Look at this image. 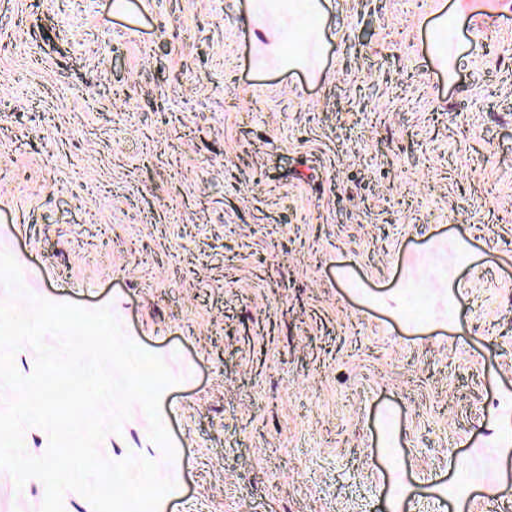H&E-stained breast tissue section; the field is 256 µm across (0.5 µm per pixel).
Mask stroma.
I'll return each mask as SVG.
<instances>
[{"instance_id":"35a3bbf8","label":"stroma","mask_w":512,"mask_h":512,"mask_svg":"<svg viewBox=\"0 0 512 512\" xmlns=\"http://www.w3.org/2000/svg\"><path fill=\"white\" fill-rule=\"evenodd\" d=\"M0 251L176 376L159 512H512V0H0Z\"/></svg>"}]
</instances>
